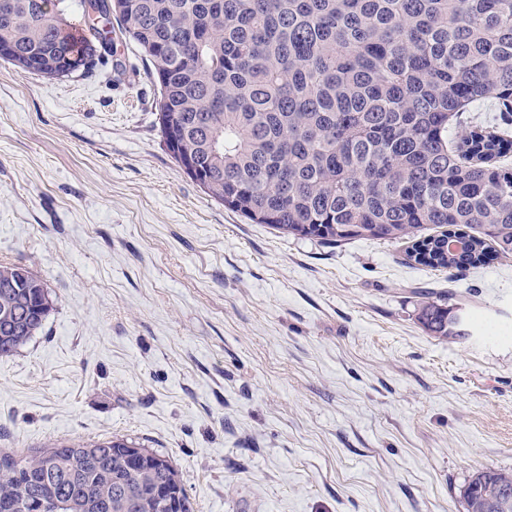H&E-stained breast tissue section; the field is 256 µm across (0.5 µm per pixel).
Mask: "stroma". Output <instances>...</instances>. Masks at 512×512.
I'll return each mask as SVG.
<instances>
[{"label": "stroma", "mask_w": 512, "mask_h": 512, "mask_svg": "<svg viewBox=\"0 0 512 512\" xmlns=\"http://www.w3.org/2000/svg\"><path fill=\"white\" fill-rule=\"evenodd\" d=\"M141 49L45 81L0 60V263L54 307L0 357V448L117 436L169 457L196 512H464L512 469V257L254 224L178 166ZM454 289L466 339L430 336ZM421 299L416 304V318L431 336L448 342H458L469 336V322L465 319L458 323L452 314L457 304L450 302L456 297L453 291H419ZM507 493V496H501ZM466 512H490L487 506L492 498L499 497L494 501L493 507L503 511L512 512V471L496 468H485L476 471L461 492Z\"/></svg>", "instance_id": "stroma-1"}]
</instances>
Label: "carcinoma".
<instances>
[{
    "instance_id": "carcinoma-1",
    "label": "carcinoma",
    "mask_w": 512,
    "mask_h": 512,
    "mask_svg": "<svg viewBox=\"0 0 512 512\" xmlns=\"http://www.w3.org/2000/svg\"><path fill=\"white\" fill-rule=\"evenodd\" d=\"M0 0L4 60L46 81L112 52V21L135 42L159 94L161 136L214 200L254 224L325 243L408 241L433 269L512 257V0ZM491 112L473 122L466 112ZM416 318L458 342L452 291H421ZM47 288L0 265V356L42 329ZM129 441L55 440L0 449V503L13 512H169L145 497L171 460ZM512 499V471H476L465 512Z\"/></svg>"
}]
</instances>
